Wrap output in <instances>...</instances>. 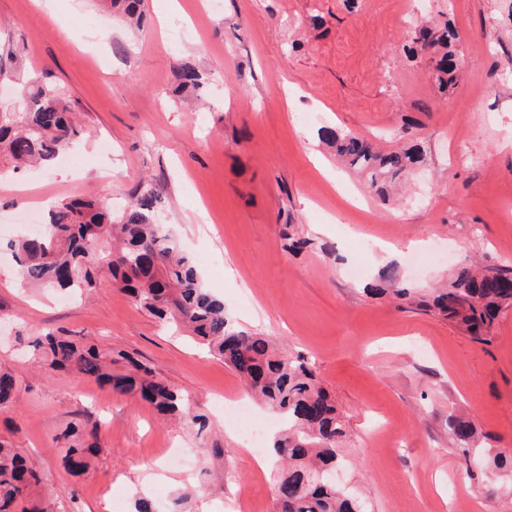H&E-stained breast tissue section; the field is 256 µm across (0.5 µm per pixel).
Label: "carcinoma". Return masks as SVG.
Wrapping results in <instances>:
<instances>
[{
	"mask_svg": "<svg viewBox=\"0 0 512 512\" xmlns=\"http://www.w3.org/2000/svg\"><path fill=\"white\" fill-rule=\"evenodd\" d=\"M107 11L120 14L141 28L145 0H97ZM417 40L425 47L444 49L432 59V75L446 88L453 80V52L457 32L445 25L423 27ZM175 92H194L202 85L195 65L181 64L175 72ZM25 105L20 112L0 113V160L18 170L33 163L48 164L68 150L79 134L75 103L49 82L32 78L21 87ZM325 143L346 166L364 175L367 185L386 195L391 184L414 169L420 156L411 149L379 152L366 139L333 130ZM161 199L150 188L116 218L112 209L91 199L62 202L48 211L43 233L10 243L24 283L60 290L96 286L100 271L136 303L166 322L182 324L224 361L248 385L252 394L288 420V427L272 441L279 467L274 482L276 512H368L366 503L329 473L349 465L339 443L345 424L335 402L305 358L280 351L273 337L239 329L229 322L224 300L203 288L194 261L173 234L157 223ZM381 292L409 305L461 324L484 342L503 306L512 305V267L480 268L464 262L456 267L446 288L427 299L399 284L394 270L381 271ZM32 358L49 370H65L94 380L118 394H137L155 412L189 424L200 421L188 396L158 379L142 362L121 353L128 366L115 370L112 350L80 342L54 332H41L28 342ZM21 393L14 376L0 370V408ZM449 427L466 447L470 424L449 418ZM67 441L66 462L75 475L86 472L98 452L96 429L69 427L60 434ZM40 471L24 462L17 449L0 442V512H53L42 497Z\"/></svg>",
	"mask_w": 512,
	"mask_h": 512,
	"instance_id": "cac0c4a2",
	"label": "carcinoma"
}]
</instances>
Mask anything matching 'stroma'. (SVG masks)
<instances>
[{
	"instance_id": "obj_1",
	"label": "stroma",
	"mask_w": 512,
	"mask_h": 512,
	"mask_svg": "<svg viewBox=\"0 0 512 512\" xmlns=\"http://www.w3.org/2000/svg\"><path fill=\"white\" fill-rule=\"evenodd\" d=\"M146 10L135 31L94 0H0V101L22 109L19 82H52L84 127L77 165L0 172V368L24 386L0 411V440L39 465L56 512H110L120 488L167 504L188 484L199 488L190 512H273L271 468L255 467L224 419L245 387L222 360L108 275L87 297L20 283L7 245L29 233L33 205L92 198L117 213L149 185L226 316L315 365L347 429V484L372 512H512L500 471L488 497L448 428L459 413L481 459L512 453V308L480 343L368 292L389 266L424 292L469 257L512 263V0H216L207 13L199 0H147ZM429 20L460 36L446 90L410 54ZM185 62L204 76L196 102L174 91ZM326 127L386 151L419 145L422 168L401 198L380 201L323 142ZM460 147L475 163L454 162ZM59 329L147 363L206 430L45 372L15 342ZM94 423L99 452L73 475L60 434Z\"/></svg>"
}]
</instances>
